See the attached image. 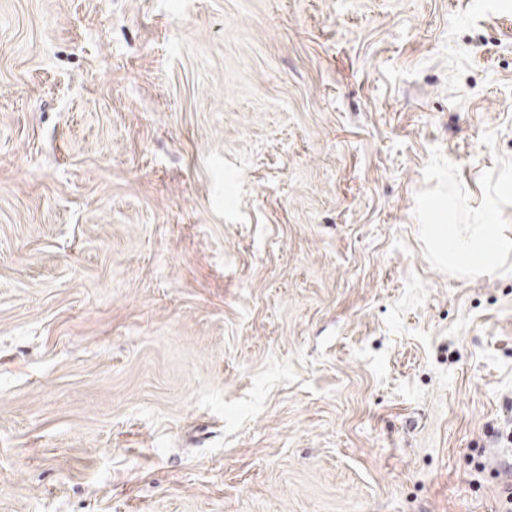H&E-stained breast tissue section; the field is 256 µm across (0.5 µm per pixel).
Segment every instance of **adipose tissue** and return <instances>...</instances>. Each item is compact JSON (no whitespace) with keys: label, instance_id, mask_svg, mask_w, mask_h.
I'll use <instances>...</instances> for the list:
<instances>
[{"label":"adipose tissue","instance_id":"ef3b65f1","mask_svg":"<svg viewBox=\"0 0 512 512\" xmlns=\"http://www.w3.org/2000/svg\"><path fill=\"white\" fill-rule=\"evenodd\" d=\"M437 258L460 271L493 273L512 256V229L499 224H425Z\"/></svg>","mask_w":512,"mask_h":512}]
</instances>
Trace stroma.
<instances>
[{
	"mask_svg": "<svg viewBox=\"0 0 512 512\" xmlns=\"http://www.w3.org/2000/svg\"><path fill=\"white\" fill-rule=\"evenodd\" d=\"M512 0H0V512H505ZM504 224H424L423 236L437 258L460 271L498 272L512 255L511 228Z\"/></svg>",
	"mask_w": 512,
	"mask_h": 512,
	"instance_id": "stroma-1",
	"label": "stroma"
}]
</instances>
